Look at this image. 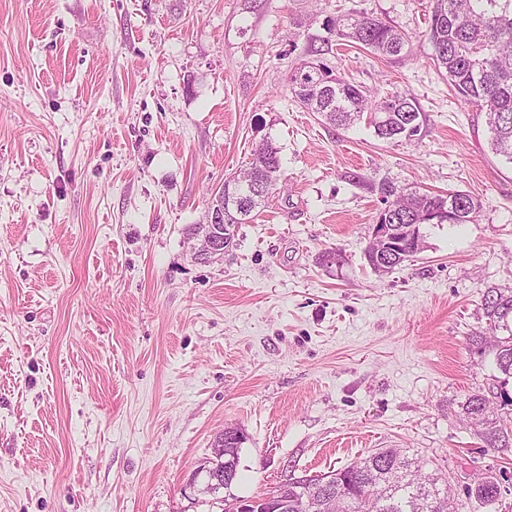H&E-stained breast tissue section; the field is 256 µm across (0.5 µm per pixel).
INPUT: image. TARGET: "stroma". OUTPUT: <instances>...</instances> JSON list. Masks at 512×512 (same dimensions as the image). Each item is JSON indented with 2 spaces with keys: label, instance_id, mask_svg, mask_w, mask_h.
Segmentation results:
<instances>
[{
  "label": "stroma",
  "instance_id": "obj_1",
  "mask_svg": "<svg viewBox=\"0 0 512 512\" xmlns=\"http://www.w3.org/2000/svg\"><path fill=\"white\" fill-rule=\"evenodd\" d=\"M433 0H0V512H214L192 477L224 428L247 440L224 498L377 449L409 450L459 512H512V447L464 421L506 386L483 295L512 288V165L432 59ZM351 13L406 33L377 56L329 36ZM335 75L412 98L421 135L342 129L295 102L311 47ZM279 150L284 188L223 259L186 226ZM464 192L379 276L382 185ZM334 248L344 263L318 262ZM495 474L500 494L466 495Z\"/></svg>",
  "mask_w": 512,
  "mask_h": 512
}]
</instances>
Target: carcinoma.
<instances>
[{"label":"carcinoma","mask_w":512,"mask_h":512,"mask_svg":"<svg viewBox=\"0 0 512 512\" xmlns=\"http://www.w3.org/2000/svg\"><path fill=\"white\" fill-rule=\"evenodd\" d=\"M328 29L352 44L381 56H397L409 45V36L367 16L343 15L329 20ZM430 41L433 60L448 78L457 97L467 106L485 112L491 133V149L512 164V0H434ZM483 46L476 54L473 48ZM315 74L300 84L291 81V93L306 108L321 112L337 126H349L371 114L383 120L370 122L377 137L386 140L411 138L424 126L412 99L402 95L380 96L338 77L329 100H322V85ZM250 170L266 180V194L277 189L280 177L278 149L263 142L254 150ZM381 193L392 195V205L400 224H424L438 211L448 210V198L440 194H403L390 185ZM483 310L487 326L484 334L471 337L480 344L484 336L493 338L496 368L504 375L500 390L490 398L484 394L468 397L463 404L465 421L476 428L487 448L508 447L509 434L504 419L495 415L494 401L512 407L506 389L512 378V289L489 287ZM238 446L224 449L228 477L237 478ZM327 475L313 476L307 488L318 501L312 512H457L448 495V486L425 474L415 461L396 448L372 453L359 462ZM468 497L489 506L498 500V486Z\"/></svg>","instance_id":"cac0c4a2"}]
</instances>
